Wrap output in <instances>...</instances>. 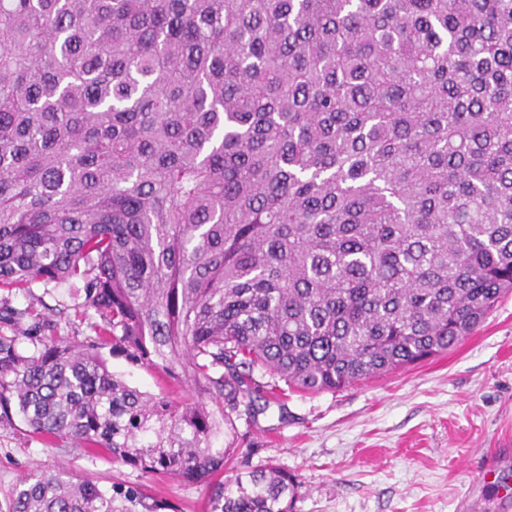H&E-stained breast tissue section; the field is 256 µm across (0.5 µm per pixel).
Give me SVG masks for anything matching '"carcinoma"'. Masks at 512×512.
Masks as SVG:
<instances>
[{"instance_id":"obj_1","label":"carcinoma","mask_w":512,"mask_h":512,"mask_svg":"<svg viewBox=\"0 0 512 512\" xmlns=\"http://www.w3.org/2000/svg\"><path fill=\"white\" fill-rule=\"evenodd\" d=\"M35 281L194 394L6 308L0 421L288 512L281 471L220 479L207 401L426 361L512 291V0H0V287ZM169 509L44 472L0 506ZM100 352L109 371L140 392L148 395L164 392L179 398L187 396L192 391L190 383L167 378L160 369L132 362L124 354L112 355V342L104 346Z\"/></svg>"}]
</instances>
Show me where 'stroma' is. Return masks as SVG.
<instances>
[{"instance_id":"35a3bbf8","label":"stroma","mask_w":512,"mask_h":512,"mask_svg":"<svg viewBox=\"0 0 512 512\" xmlns=\"http://www.w3.org/2000/svg\"><path fill=\"white\" fill-rule=\"evenodd\" d=\"M59 309V335L92 336L68 288H0V306ZM109 371L140 392L182 397L190 383L101 350ZM230 449L225 476L277 467L292 476L291 512H465L467 495L500 512L512 499V292L456 347L426 362L336 392H291L234 417L212 438ZM63 471L108 486L119 482L165 499L173 512H204L208 484L113 465L30 432L21 417L0 425V504L31 470Z\"/></svg>"}]
</instances>
